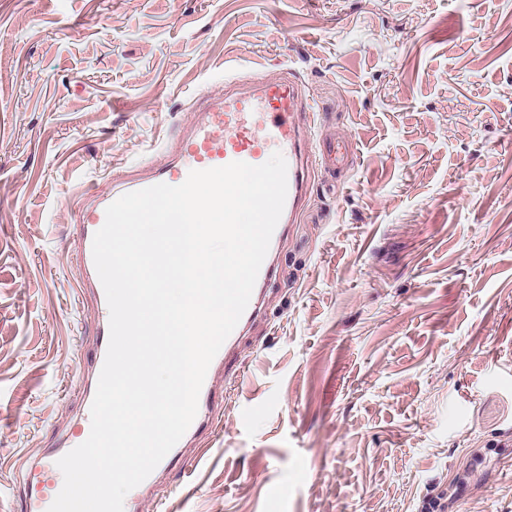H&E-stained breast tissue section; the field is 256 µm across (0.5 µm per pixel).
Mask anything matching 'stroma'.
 <instances>
[{
    "instance_id": "35a3bbf8",
    "label": "stroma",
    "mask_w": 512,
    "mask_h": 512,
    "mask_svg": "<svg viewBox=\"0 0 512 512\" xmlns=\"http://www.w3.org/2000/svg\"><path fill=\"white\" fill-rule=\"evenodd\" d=\"M255 71L348 161L159 474L171 512H512V0H0V512L85 417V192Z\"/></svg>"
}]
</instances>
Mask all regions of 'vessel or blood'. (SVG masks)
Listing matches in <instances>:
<instances>
[{"instance_id":"b4317fda","label":"vessel or blood","mask_w":512,"mask_h":512,"mask_svg":"<svg viewBox=\"0 0 512 512\" xmlns=\"http://www.w3.org/2000/svg\"><path fill=\"white\" fill-rule=\"evenodd\" d=\"M307 102L301 86L288 77L256 78L251 90L235 91L212 98L201 114L194 117L187 134L177 140L176 153L152 176L113 184L94 195L79 212V248L87 270L86 288L92 290L99 306L106 296L95 269L92 242L105 222V210L122 195L158 183L182 184L190 171L203 170L242 161L260 165L267 150L281 152L287 162V197L273 233L268 253L260 268L250 302L234 331L214 358L215 363L239 361V345L262 312V296L276 275L277 250L294 223L306 194L311 164H335L339 154L336 140H323L306 149L310 129L306 125ZM215 406L210 384H203L198 412L187 434L195 436ZM63 485L52 463L31 472L23 488L25 512H47Z\"/></svg>"}]
</instances>
